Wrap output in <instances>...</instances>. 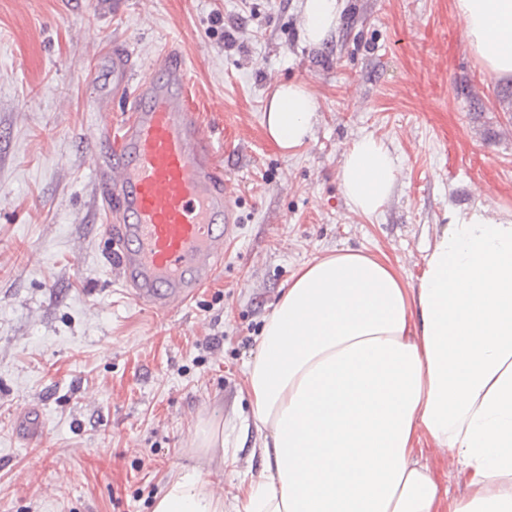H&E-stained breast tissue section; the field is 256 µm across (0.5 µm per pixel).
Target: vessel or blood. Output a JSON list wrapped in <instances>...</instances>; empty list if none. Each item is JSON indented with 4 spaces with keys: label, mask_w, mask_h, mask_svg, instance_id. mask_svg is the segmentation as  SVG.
Wrapping results in <instances>:
<instances>
[{
    "label": "vessel or blood",
    "mask_w": 512,
    "mask_h": 512,
    "mask_svg": "<svg viewBox=\"0 0 512 512\" xmlns=\"http://www.w3.org/2000/svg\"><path fill=\"white\" fill-rule=\"evenodd\" d=\"M183 54L159 53L148 68L112 53V92L128 94V117L98 129L97 196L116 209L113 256L128 294L168 313L218 272L235 207L211 143L188 99Z\"/></svg>",
    "instance_id": "obj_1"
}]
</instances>
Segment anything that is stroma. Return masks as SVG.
Returning a JSON list of instances; mask_svg holds the SVG:
<instances>
[{
	"label": "stroma",
	"mask_w": 512,
	"mask_h": 512,
	"mask_svg": "<svg viewBox=\"0 0 512 512\" xmlns=\"http://www.w3.org/2000/svg\"><path fill=\"white\" fill-rule=\"evenodd\" d=\"M302 21V0H0V512H151L173 467L213 470L232 499L263 466L245 365L291 276L352 248L414 287L448 209L512 216V77L484 72L456 0H343L319 46L302 43ZM118 43L144 62L183 50L236 204L220 274L170 314L126 293L116 217L94 203L99 116L120 123L126 104L86 75L111 72ZM288 80L318 103L291 150L264 124ZM365 136L398 166L372 216L338 178ZM207 420L223 422L235 469L196 451ZM415 452L448 512L465 493L450 452Z\"/></svg>",
	"instance_id": "35a3bbf8"
}]
</instances>
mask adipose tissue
<instances>
[{
    "label": "adipose tissue",
    "mask_w": 512,
    "mask_h": 512,
    "mask_svg": "<svg viewBox=\"0 0 512 512\" xmlns=\"http://www.w3.org/2000/svg\"><path fill=\"white\" fill-rule=\"evenodd\" d=\"M488 71L512 76V0H457ZM339 0H304L302 38L322 44ZM317 103L278 84L267 129L282 148L308 136ZM397 161L356 140L339 170L352 209L390 197ZM268 463L233 503L210 471L174 469L152 512H434L437 486L413 452L448 449L467 490L448 512H512V218L452 210L416 287L389 260L345 250L302 266L267 319L247 371Z\"/></svg>",
    "instance_id": "1"
}]
</instances>
